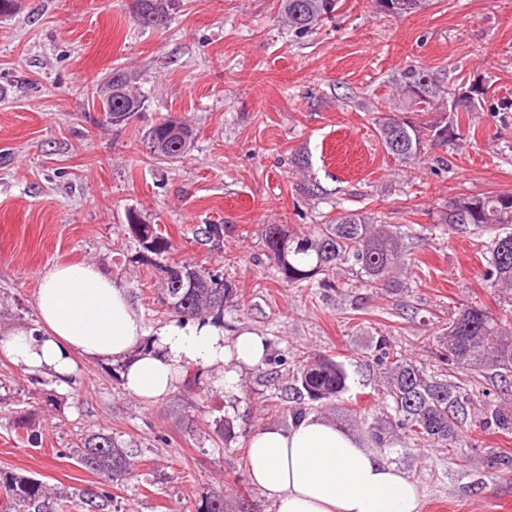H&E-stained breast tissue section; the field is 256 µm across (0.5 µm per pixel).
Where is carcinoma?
I'll list each match as a JSON object with an SVG mask.
<instances>
[{
    "mask_svg": "<svg viewBox=\"0 0 512 512\" xmlns=\"http://www.w3.org/2000/svg\"><path fill=\"white\" fill-rule=\"evenodd\" d=\"M288 23L307 32L331 19L340 0H281ZM179 0H133L132 15L141 22L145 14H159L171 21ZM398 107L379 121V136L386 150L402 159L419 158L428 145L454 144L464 138L459 112L448 111L447 92L434 81V73L419 65L399 70L394 82ZM141 94L121 70H113L109 92L103 99L106 119L120 125L133 117L132 110L145 109ZM179 124V133L169 128ZM195 138L183 120L168 117L148 130L154 155L175 162L188 152ZM129 230L143 248L140 260L156 264L172 248V242L155 224H140L129 218ZM444 234L489 236L482 273L487 287L502 295L498 312L478 306L466 307L448 318L442 333L439 358L478 374L491 373L507 380L512 376V193L459 195L448 199L437 223L429 231ZM412 233L393 224H382L373 213L340 208L326 224L306 233H292L280 224L264 230V246L281 279L294 288H368L383 300L411 287L407 267L411 258L406 240ZM160 299L174 317L220 318L233 303V290L224 276L192 264L158 265ZM355 275L341 278L342 271ZM223 287L214 288V280ZM368 360L384 374L382 398L386 413L374 416L367 433L375 447L387 446L389 430L397 429L409 440L425 447L448 446L465 451V432L479 423L512 433V408H497L489 394L461 381L432 374L402 356L389 338L377 337ZM292 405L288 417L297 421L315 403L336 401L349 390L345 365L322 355L297 362L293 371ZM84 470L96 475L99 484L110 487L133 476L136 461L112 435L86 436L70 450ZM65 504L41 480L0 470V512H63ZM203 512H233L224 492L206 498Z\"/></svg>",
    "mask_w": 512,
    "mask_h": 512,
    "instance_id": "1",
    "label": "carcinoma"
}]
</instances>
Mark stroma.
Wrapping results in <instances>:
<instances>
[{
	"mask_svg": "<svg viewBox=\"0 0 512 512\" xmlns=\"http://www.w3.org/2000/svg\"><path fill=\"white\" fill-rule=\"evenodd\" d=\"M131 0H17L0 15V332L37 323L35 293L58 263L92 262L125 288L146 330L170 320L159 273L139 263L129 217L173 243L168 262L224 273L234 304L226 336L257 332L269 361L236 388L217 369H186L153 405L128 394L110 362L78 361L61 381L0 358V470L55 491H97V477L59 452L100 431L132 449L130 479L112 486V512H199L223 489L230 504L271 505L249 482L255 429L288 427L296 357L328 355L349 374V398L379 414L380 377L367 364L384 335L437 373V333L463 306L497 310L480 239L429 232L449 198L512 192V0H431L394 18L376 0H341L332 20L301 34L280 0H181L163 29L138 25ZM407 64L445 87L483 84L473 136L419 159L388 153L375 120L393 107ZM124 70L146 110L112 125L99 108L112 70ZM176 117L197 133L187 156L155 160L147 132ZM304 155L305 164L294 161ZM318 195H307V185ZM418 231L414 285L358 302L289 287L266 256L262 231L306 232L337 207ZM224 227L220 244L197 236ZM466 452L399 440L383 458L421 488L422 512H512V433L474 427Z\"/></svg>",
	"mask_w": 512,
	"mask_h": 512,
	"instance_id": "1",
	"label": "stroma"
}]
</instances>
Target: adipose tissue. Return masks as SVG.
<instances>
[{
	"label": "adipose tissue",
	"instance_id": "adipose-tissue-1",
	"mask_svg": "<svg viewBox=\"0 0 512 512\" xmlns=\"http://www.w3.org/2000/svg\"><path fill=\"white\" fill-rule=\"evenodd\" d=\"M38 327L0 336V356L26 370L69 376L77 359L125 365L127 393L153 405L190 366L221 367L222 384L262 366L265 340L244 330L229 339L211 318L176 319L146 330L127 294L98 265H56L43 275ZM247 473L273 512H421L419 486L331 421L308 416L288 428L252 432Z\"/></svg>",
	"mask_w": 512,
	"mask_h": 512
}]
</instances>
